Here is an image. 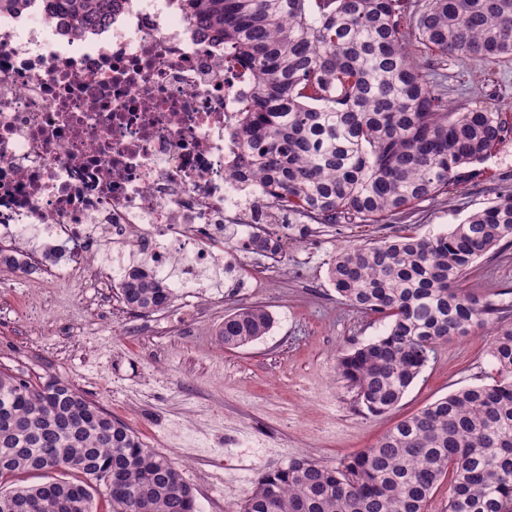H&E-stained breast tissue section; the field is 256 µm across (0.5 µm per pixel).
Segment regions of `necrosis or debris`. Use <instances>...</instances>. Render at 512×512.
Here are the masks:
<instances>
[{
	"label": "necrosis or debris",
	"instance_id": "4bbe7bcc",
	"mask_svg": "<svg viewBox=\"0 0 512 512\" xmlns=\"http://www.w3.org/2000/svg\"><path fill=\"white\" fill-rule=\"evenodd\" d=\"M250 84L174 0H119L85 32L0 13V246L54 241L64 257L30 266L71 288L118 282L132 257L184 285L227 267L209 247L225 225L278 229L262 186L229 175ZM107 246L112 268L90 265Z\"/></svg>",
	"mask_w": 512,
	"mask_h": 512
}]
</instances>
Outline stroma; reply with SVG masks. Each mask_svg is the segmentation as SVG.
I'll return each instance as SVG.
<instances>
[{
	"mask_svg": "<svg viewBox=\"0 0 512 512\" xmlns=\"http://www.w3.org/2000/svg\"><path fill=\"white\" fill-rule=\"evenodd\" d=\"M442 68L450 105L512 107V61L452 57ZM479 170L403 224L280 229L277 258L241 253L233 273L205 275L201 287L178 289L168 309L149 316L128 313L110 288L31 283L0 269V367L70 381L174 462L199 512H238L263 474L293 458L340 466L405 416L495 379L491 332L478 329L441 346L399 407L368 413L336 357L382 335L388 322L341 304L327 277L342 247L398 232L443 233L512 195V137ZM464 286L500 300L512 290V246L478 261ZM251 305L272 314L271 331L224 348L225 315Z\"/></svg>",
	"mask_w": 512,
	"mask_h": 512,
	"instance_id": "35a3bbf8",
	"label": "stroma"
}]
</instances>
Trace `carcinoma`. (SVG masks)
<instances>
[{
	"label": "carcinoma",
	"instance_id": "cac0c4a2",
	"mask_svg": "<svg viewBox=\"0 0 512 512\" xmlns=\"http://www.w3.org/2000/svg\"><path fill=\"white\" fill-rule=\"evenodd\" d=\"M74 30L112 14L114 0H44ZM199 32L252 75L230 167L256 179L289 224H402L417 207L477 175L512 135L497 107L454 108L419 65L429 60L512 57V0H176ZM512 244V196H499L446 233L396 234L342 248L328 279L345 304L391 319L387 331L337 358L367 411L395 409L436 349L493 328L498 377L466 387L400 420L336 468L308 457L260 477L239 512H425L448 479V512H512V304L462 287L477 261ZM245 250L279 253V237L253 233ZM21 251L0 267L26 270ZM118 297L139 313L162 311L173 288L144 262L125 271ZM261 306L224 316L227 349L265 336ZM31 473L57 478L25 485ZM197 512L193 488L167 456L147 447L56 377L0 371V512L67 502L93 512Z\"/></svg>",
	"mask_w": 512,
	"mask_h": 512
}]
</instances>
